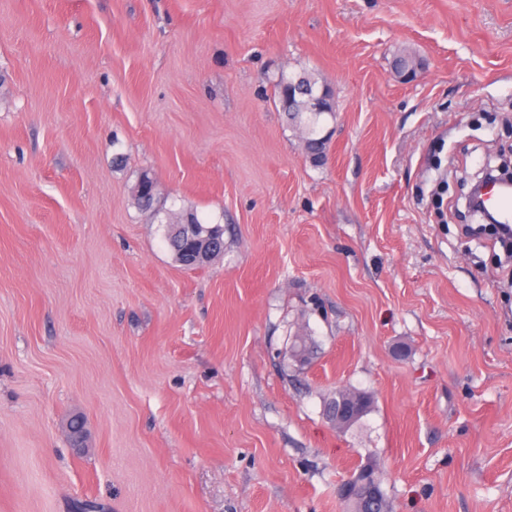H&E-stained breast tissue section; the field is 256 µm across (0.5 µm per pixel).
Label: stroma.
Masks as SVG:
<instances>
[{"instance_id":"obj_1","label":"stroma","mask_w":512,"mask_h":512,"mask_svg":"<svg viewBox=\"0 0 512 512\" xmlns=\"http://www.w3.org/2000/svg\"><path fill=\"white\" fill-rule=\"evenodd\" d=\"M500 153L512 0H0V512H341L368 462L392 512H512V286L457 218ZM145 171L223 255L174 261ZM288 75L300 78L302 83L312 89L321 90L319 94H314L312 92V95H310V89L305 85L297 89L298 95H306L310 98L315 105L316 112H310L311 103L307 98H297L296 96L295 99H292L293 102L291 104L288 103V94L292 91L291 87L290 89L288 88V93H286L284 89V80L288 81ZM323 85L324 84L320 83L319 79L315 77L314 74L308 72L299 74H287L283 72L279 75L275 84L282 109L284 112H288V114L292 112V119L295 121L292 125L300 130L304 143L308 145L318 142L320 143L319 150L311 153L306 152L310 160L314 163H320L322 161L320 154H324L326 150V139L319 141L322 138L319 136L321 131V118L324 115L330 116L335 114L333 98L326 101V105H323V101L328 95L327 89L323 87ZM326 106H329L334 112L328 111ZM289 110L291 112H289ZM145 185H149L150 190ZM134 201L141 211L150 215L151 220H158L161 209L156 206L155 185L147 175H142L136 184ZM345 395L347 397H357L363 401V412L361 413V401L357 399H344L340 401V405L335 417V421L339 423H345L348 421H351L358 416H360L355 423H357L362 417H364L368 412H370V409L372 407V400L371 397L366 394L365 392L358 391V390H352V389H346V390H336L335 396L333 400L330 402L338 401V398L340 395ZM361 414V415H360ZM354 423V424H355Z\"/></svg>"}]
</instances>
